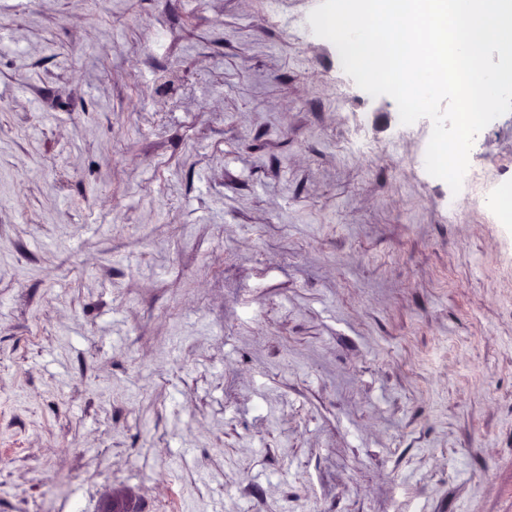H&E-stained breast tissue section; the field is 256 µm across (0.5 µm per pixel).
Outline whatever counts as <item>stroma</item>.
I'll return each mask as SVG.
<instances>
[{
  "mask_svg": "<svg viewBox=\"0 0 512 512\" xmlns=\"http://www.w3.org/2000/svg\"><path fill=\"white\" fill-rule=\"evenodd\" d=\"M321 0H0V512H512V112L425 169Z\"/></svg>",
  "mask_w": 512,
  "mask_h": 512,
  "instance_id": "obj_1",
  "label": "stroma"
}]
</instances>
